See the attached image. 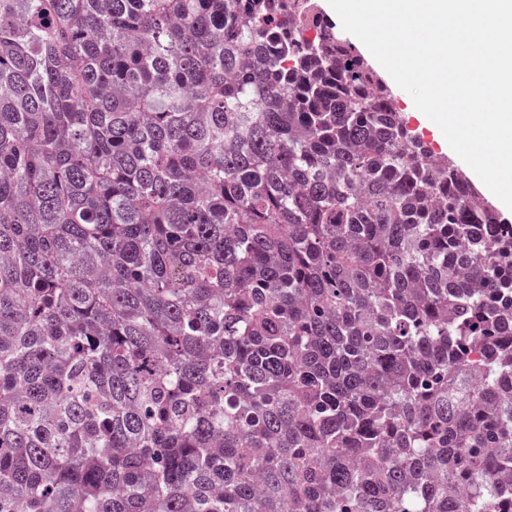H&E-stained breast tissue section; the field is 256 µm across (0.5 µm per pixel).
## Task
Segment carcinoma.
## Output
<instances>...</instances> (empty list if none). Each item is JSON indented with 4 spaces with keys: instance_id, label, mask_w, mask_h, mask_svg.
<instances>
[{
    "instance_id": "cac0c4a2",
    "label": "carcinoma",
    "mask_w": 512,
    "mask_h": 512,
    "mask_svg": "<svg viewBox=\"0 0 512 512\" xmlns=\"http://www.w3.org/2000/svg\"><path fill=\"white\" fill-rule=\"evenodd\" d=\"M512 224L315 0H0V512H512ZM370 63V62H369ZM371 64V63H370ZM371 66L374 68V70L378 73V75L385 81L387 85H389L396 97L397 105L405 118V120L408 122V124L416 130V132L421 136V138L438 154L446 155L448 158H451L454 163L458 166L459 169L463 171V173L466 175V177L469 179V181L495 206V208L500 213V216L505 219L506 221L512 222V210L508 209L507 207L503 206L501 203H499L496 200L488 198L480 189L476 186L473 179L470 176L468 167L466 163L457 155L448 153V150L445 147H442L439 143L438 139L435 137L434 131L426 126L424 123H422L417 117L413 115L412 112L408 111V102L411 100V97L402 89H400L394 81L391 79H387L378 69H376L372 64Z\"/></svg>"
}]
</instances>
